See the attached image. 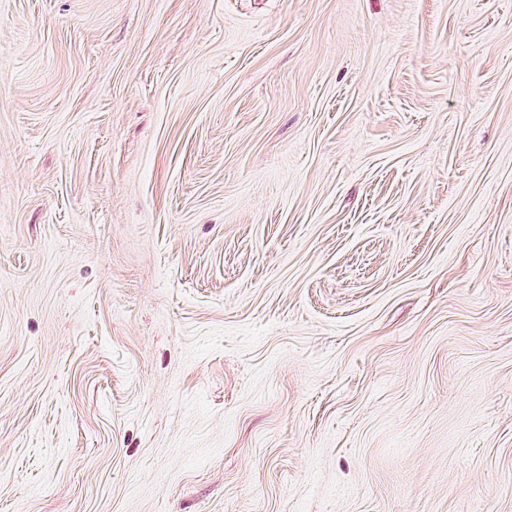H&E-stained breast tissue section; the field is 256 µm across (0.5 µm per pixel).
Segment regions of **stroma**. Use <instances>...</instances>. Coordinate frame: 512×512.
Returning a JSON list of instances; mask_svg holds the SVG:
<instances>
[{"mask_svg":"<svg viewBox=\"0 0 512 512\" xmlns=\"http://www.w3.org/2000/svg\"><path fill=\"white\" fill-rule=\"evenodd\" d=\"M0 512H512V0H0Z\"/></svg>","mask_w":512,"mask_h":512,"instance_id":"1","label":"stroma"}]
</instances>
